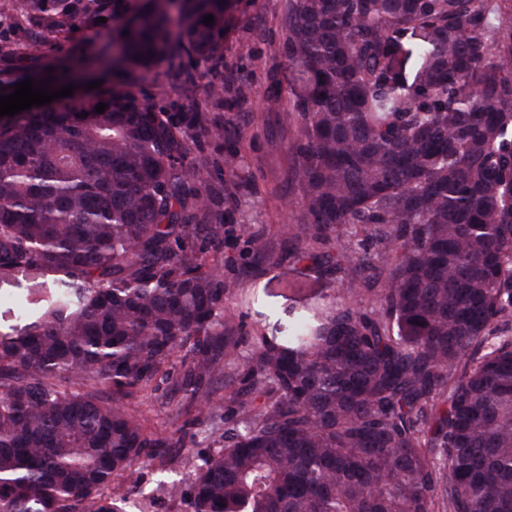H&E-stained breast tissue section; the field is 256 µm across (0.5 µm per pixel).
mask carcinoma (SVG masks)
Here are the masks:
<instances>
[{"label": "carcinoma", "instance_id": "1", "mask_svg": "<svg viewBox=\"0 0 512 512\" xmlns=\"http://www.w3.org/2000/svg\"><path fill=\"white\" fill-rule=\"evenodd\" d=\"M229 0H14L35 43L112 30L116 81L0 116V512H128L115 478L162 460L124 399L178 353L187 405L239 348L224 313V186L185 138L224 119L163 112L133 90L168 59H220ZM293 179L308 223L289 254L346 272L349 292L255 337L232 426L189 482L138 512H512V0H288ZM214 16L210 25L203 17ZM103 17L105 22L96 19ZM0 96L44 70L0 39ZM71 84L72 59L53 66ZM224 81L181 92L219 102ZM107 104L102 114L99 103ZM88 116L81 117V114ZM363 224L357 253L344 227ZM335 242L340 259L314 246ZM112 389V402L100 388Z\"/></svg>", "mask_w": 512, "mask_h": 512}]
</instances>
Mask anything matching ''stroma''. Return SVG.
<instances>
[{
	"instance_id": "35a3bbf8",
	"label": "stroma",
	"mask_w": 512,
	"mask_h": 512,
	"mask_svg": "<svg viewBox=\"0 0 512 512\" xmlns=\"http://www.w3.org/2000/svg\"><path fill=\"white\" fill-rule=\"evenodd\" d=\"M288 28L286 0H235L224 28L221 63L195 60L189 65L198 83L230 75L234 82L214 110L229 136L220 146H207L208 157L237 152L244 166L224 173V213L227 231L210 247L220 261L227 292L224 307L242 325V355H249L257 336H275L288 326V309L312 302L320 295L345 299V282L337 275L315 270L312 261L288 256L284 229L306 221L300 192L292 177L293 144L298 123L292 110L288 61L283 50ZM111 36L96 29L78 32L73 41L34 50L38 63L72 54L82 65L95 64ZM136 88L166 112H191L195 106L180 94L177 75L168 61L139 73ZM267 244L272 259L243 263L240 253L250 236ZM240 383L226 376L211 380L214 413L202 419L173 412L186 402L180 377L160 384L153 394L129 398L147 429L172 437L171 458L165 470L149 466L126 472L114 482L117 492L139 486L161 495L163 486L187 478L193 458L223 431L224 413L237 400Z\"/></svg>"
}]
</instances>
